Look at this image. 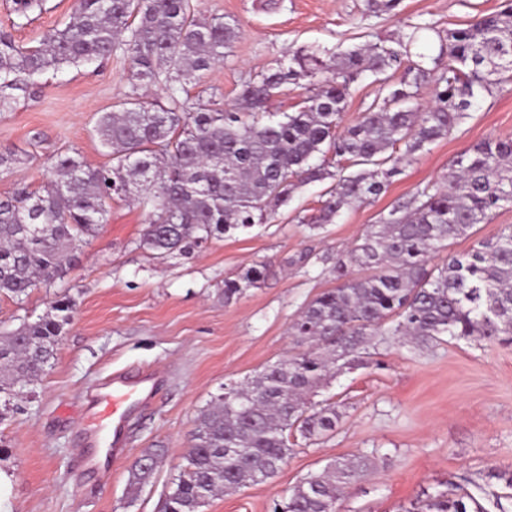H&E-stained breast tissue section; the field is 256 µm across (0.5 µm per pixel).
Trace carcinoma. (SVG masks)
Listing matches in <instances>:
<instances>
[{
  "instance_id": "obj_1",
  "label": "carcinoma",
  "mask_w": 512,
  "mask_h": 512,
  "mask_svg": "<svg viewBox=\"0 0 512 512\" xmlns=\"http://www.w3.org/2000/svg\"><path fill=\"white\" fill-rule=\"evenodd\" d=\"M241 33L235 19L200 17L192 0H75L68 21L37 47L22 48L0 31V108L47 70L82 66L121 52L132 91L97 121L112 167L79 155L57 156L42 187L0 198V295L16 301L32 288L63 280L83 237L105 223L107 202L135 194L148 208L140 245L157 258L188 254L231 230L264 224L305 183L334 184L319 209L299 219L315 229L386 192L433 142L448 137L476 101L512 77V0L439 36L437 56L411 59L416 32L390 44L331 53L296 52L249 77L237 102H190L187 85L224 61ZM402 71L398 82L395 73ZM373 78L378 95L355 123L342 126L351 86ZM301 77L312 83L293 112L270 102ZM161 82L166 104L144 100L138 85ZM431 100L420 103L422 88ZM512 206V139L481 141L459 153L443 182L418 186L366 226L336 260L337 285L308 302L290 328L305 349L250 380L226 384L195 421L186 465L172 479L164 512H201L219 492L273 477L297 431L308 441L336 429L332 403L312 397L333 371L357 362L373 336H398L416 347L443 336L512 342V225L442 265L429 262L448 242L471 235ZM365 268L362 278L348 267ZM266 265L224 280V298L254 287ZM72 299L62 294L33 322L0 335L4 407L35 393L55 358ZM161 449L134 463L145 482ZM365 466L336 459L297 484L282 512H336ZM416 512H487L465 490L428 494Z\"/></svg>"
}]
</instances>
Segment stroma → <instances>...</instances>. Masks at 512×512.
<instances>
[{"mask_svg": "<svg viewBox=\"0 0 512 512\" xmlns=\"http://www.w3.org/2000/svg\"><path fill=\"white\" fill-rule=\"evenodd\" d=\"M73 0H33L24 14L0 0V31L24 47L63 26ZM503 0H400L392 14L366 12L364 0H195L205 17L237 18L243 30L223 63L190 87L194 103H234L251 75L300 47L340 53L367 41L397 38L434 23L412 47L436 53V30L465 26L501 10ZM131 91L128 64L116 53L102 62L43 74L13 108L0 112V150L16 155L0 168V197L43 186L60 153L108 166L96 124ZM512 138V81L480 100L448 138L428 146L370 203L343 210L311 229L299 216L326 198L330 181L301 185L267 223L209 240L189 254L154 258L140 245L146 210L115 199L107 221L86 237L64 281L33 288L24 303L0 295V330L36 320L56 294L74 301L57 355L38 396L0 421V512H163L165 495L185 463L194 422L222 385L245 381L297 352L290 323L319 293L333 288L331 258L345 254L366 225L422 183L447 173L464 149ZM309 264H300L301 254ZM264 262L265 280L233 299L224 281ZM364 366L336 373L319 396L341 415L335 433L311 443L291 440L277 474L213 497L203 512H273L308 474L339 457L373 466L337 505L338 512H411L424 495L462 485L488 512H512V489L491 471L512 470V344L442 337L423 348L395 336L375 337ZM144 370L158 381L150 408L134 409L128 452L106 462V475L83 482L82 432L92 423L85 395L117 370ZM164 451L149 482L133 487L134 460Z\"/></svg>", "mask_w": 512, "mask_h": 512, "instance_id": "1", "label": "stroma"}]
</instances>
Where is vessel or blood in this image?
<instances>
[{
	"label": "vessel or blood",
	"mask_w": 512,
	"mask_h": 512,
	"mask_svg": "<svg viewBox=\"0 0 512 512\" xmlns=\"http://www.w3.org/2000/svg\"><path fill=\"white\" fill-rule=\"evenodd\" d=\"M154 384L155 378L150 373L137 379L125 373H116L100 382L91 392L87 410L91 417L111 423L113 458L122 457L126 451L124 420L127 402H146L153 394Z\"/></svg>",
	"instance_id": "obj_1"
}]
</instances>
